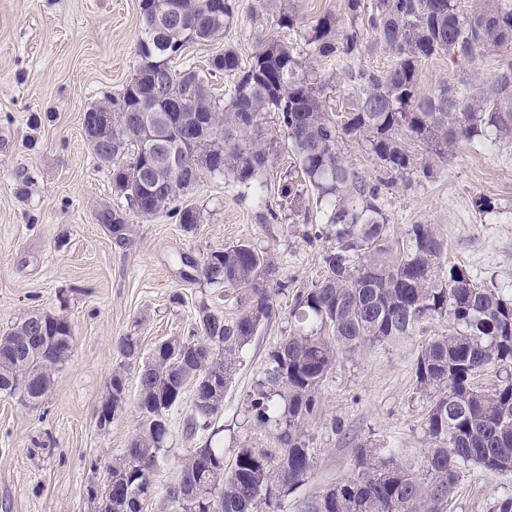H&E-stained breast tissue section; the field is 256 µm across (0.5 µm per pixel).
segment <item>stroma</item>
<instances>
[{
	"label": "stroma",
	"instance_id": "35a3bbf8",
	"mask_svg": "<svg viewBox=\"0 0 512 512\" xmlns=\"http://www.w3.org/2000/svg\"><path fill=\"white\" fill-rule=\"evenodd\" d=\"M141 0H0V335L29 313L62 310L75 332L45 410L0 394V512H98L88 495L102 483L105 468L123 456L137 414L135 371H128L126 402L111 424L100 427L98 408L112 370L121 361L116 342L134 334L143 352L191 327L201 304L237 309L234 298L202 281H186L180 255L199 259L213 249L245 242L274 263L282 289L279 317L265 325L241 353L224 409L216 425L225 461L238 448H271L275 442L247 413L248 396L268 352L293 326L296 295L323 275V243L307 244L308 225L320 206L310 189L295 204L282 190L294 171L276 113H263V144L270 161L260 181L275 220L259 218L252 194L207 174L179 202L200 211L192 232L176 219H144L129 211L112 187L111 168L99 165L83 135L82 117L105 97L119 95L133 77L142 30ZM236 18L214 42L190 44L184 65L205 68L209 59L235 47L242 61L272 40L293 46L306 68L327 86L324 97L334 119L351 110L357 92L335 79L336 63L320 57L304 39L320 16L330 14L363 33L353 68L384 70L393 57L368 33L366 16L350 18L346 0H234ZM292 14L293 28L280 27V13ZM499 64L495 54L464 63L444 55L421 65L418 92L468 76L485 84ZM432 177L407 175L385 188L389 234L403 239L409 225H432L447 245V261L463 266L481 285L512 296V142L486 139L464 146L433 165ZM491 207L479 212L478 197ZM126 212L130 242L118 248L104 215ZM426 333L384 345H365L340 355L321 386L319 411L302 426L316 450L306 481L277 512H306L331 485L349 476L360 446L394 448L400 460L421 467L428 448L425 418L429 398L419 392L415 362ZM182 404L158 465L155 492L144 512H179L166 496L181 477L188 448L208 435L187 439ZM101 468L91 471L89 459ZM512 496V476L471 465L446 512H492Z\"/></svg>",
	"mask_w": 512,
	"mask_h": 512
}]
</instances>
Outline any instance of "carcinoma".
I'll list each match as a JSON object with an SVG mask.
<instances>
[{
	"label": "carcinoma",
	"mask_w": 512,
	"mask_h": 512,
	"mask_svg": "<svg viewBox=\"0 0 512 512\" xmlns=\"http://www.w3.org/2000/svg\"><path fill=\"white\" fill-rule=\"evenodd\" d=\"M183 20L155 17L163 7L142 0L139 65L122 92L100 106H112V186L142 218L167 214L185 231L200 214L178 202L203 174L192 167L169 170L150 163L167 135L190 157L206 156L209 173L249 189L269 161L261 146L260 118L276 112L294 156L296 172L323 205V226L308 241L324 239L322 278L296 296L294 326L270 351L263 376L249 394L247 412L270 432L278 448H240L231 466L224 449L205 443L182 461L179 482L167 497L181 512H263L281 504L308 478L314 449L302 432L320 408L319 388L336 358L366 344L413 336L434 322L444 331L429 338L415 364L420 390L429 393L425 418L431 443L424 467L399 460L395 448L359 447L353 473L330 486L311 512H443L462 467L474 464L512 473V378L491 391L473 379L488 366L512 364V301L496 288L474 283L465 269L445 264L446 246L429 224H412L398 254L388 242L382 190L411 171L432 174L430 160L493 130L512 139V57L499 61L490 86L466 79L417 95L421 63L444 54L471 62L512 49V0H479L464 12L457 0H377L369 16L371 34L393 55L386 70L352 68L346 78L359 91L355 111L333 120L322 86L293 48L271 41L242 65L229 47L207 68L173 69L186 45L224 37L234 18L232 0H181ZM307 42L324 58L343 62L355 55L361 37L324 15L310 26ZM236 76L228 101L214 96L212 79ZM195 112L207 123L181 119ZM354 143L371 154L383 176L371 180L349 166L342 146ZM422 144L419 160L410 144ZM123 215L112 214V239L129 244ZM180 262L204 282L235 295L234 315L206 303L192 329L142 356L140 339L127 334L116 346L122 357L112 372V412L126 400L125 368L137 372L139 420L129 447L107 467L112 491L98 497V512H143L153 494L150 474L171 433V413L186 391L192 408L184 431L192 438L208 431L224 407L242 349L259 327L279 316L271 287L275 266L250 245L239 243L208 253L202 261ZM72 324L37 311L0 336V392L37 409L52 392L55 375L70 357Z\"/></svg>",
	"instance_id": "obj_1"
}]
</instances>
